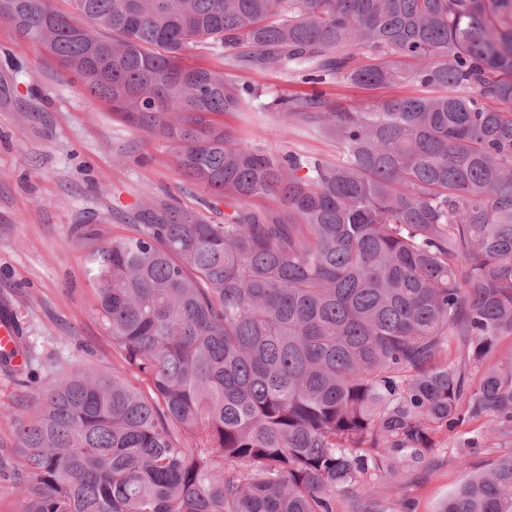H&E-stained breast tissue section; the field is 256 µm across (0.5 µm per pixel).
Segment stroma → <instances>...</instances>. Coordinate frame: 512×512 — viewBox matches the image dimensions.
<instances>
[{
	"instance_id": "stroma-1",
	"label": "stroma",
	"mask_w": 512,
	"mask_h": 512,
	"mask_svg": "<svg viewBox=\"0 0 512 512\" xmlns=\"http://www.w3.org/2000/svg\"><path fill=\"white\" fill-rule=\"evenodd\" d=\"M230 75L258 90L241 111L224 117L244 141L275 155L291 150L330 161L335 143L289 124L280 98L315 88L335 109L421 92L412 84L367 90L333 77L313 88L269 70ZM148 197H169L206 211L212 223L224 221L223 210L206 209L208 193L186 183L161 144L113 119L42 47L20 43L14 27L0 20V303L30 354L19 374L0 363V512L21 509L5 473L22 463L16 433L37 406L35 392L79 372L108 375L124 364L85 267L91 250L127 234L137 204ZM84 229L91 240L81 238ZM456 439L440 432L426 466L399 477L412 512H437L468 474L512 452L506 443L463 463L453 451Z\"/></svg>"
}]
</instances>
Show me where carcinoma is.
Wrapping results in <instances>:
<instances>
[{
	"label": "carcinoma",
	"mask_w": 512,
	"mask_h": 512,
	"mask_svg": "<svg viewBox=\"0 0 512 512\" xmlns=\"http://www.w3.org/2000/svg\"><path fill=\"white\" fill-rule=\"evenodd\" d=\"M0 0L224 223L165 197L85 274L126 369L37 393L22 512H396L359 493L512 439V0ZM433 95L288 98L336 141L276 157L224 123L255 97L187 58ZM438 512H512V455Z\"/></svg>",
	"instance_id": "cac0c4a2"
}]
</instances>
